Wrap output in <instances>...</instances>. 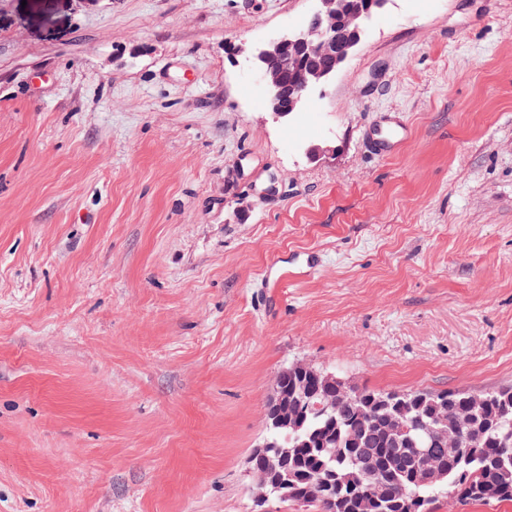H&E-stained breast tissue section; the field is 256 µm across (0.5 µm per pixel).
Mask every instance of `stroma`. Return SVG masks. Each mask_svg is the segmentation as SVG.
Instances as JSON below:
<instances>
[{"label":"stroma","instance_id":"stroma-1","mask_svg":"<svg viewBox=\"0 0 512 512\" xmlns=\"http://www.w3.org/2000/svg\"><path fill=\"white\" fill-rule=\"evenodd\" d=\"M315 5L0 0V512H254L294 360L512 386V0H388L273 118L235 48ZM273 431L263 440L262 444L253 450L248 459V472L251 475L256 487H265L267 480H273L276 475L282 474L276 470L274 464L267 456L269 448H280L277 440L273 438Z\"/></svg>","mask_w":512,"mask_h":512}]
</instances>
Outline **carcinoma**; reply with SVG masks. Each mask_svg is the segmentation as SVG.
Here are the masks:
<instances>
[{
  "mask_svg": "<svg viewBox=\"0 0 512 512\" xmlns=\"http://www.w3.org/2000/svg\"><path fill=\"white\" fill-rule=\"evenodd\" d=\"M279 388L288 393L282 415L298 424L277 433L296 445L285 505L302 498L313 512H423L443 496L461 504L512 501V387L482 392L479 405L467 390L402 392L410 421L448 425L447 437L419 438L415 448L391 413L370 406L372 389L351 402L342 378L324 386L296 372L280 374ZM313 400L325 412L309 406ZM426 458L446 470L442 483L420 482Z\"/></svg>",
  "mask_w": 512,
  "mask_h": 512,
  "instance_id": "1",
  "label": "carcinoma"
}]
</instances>
